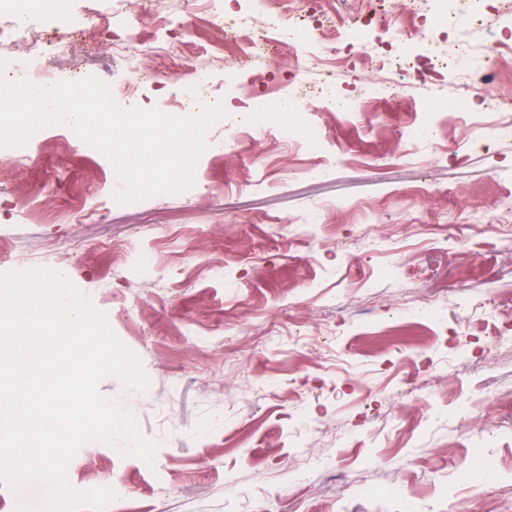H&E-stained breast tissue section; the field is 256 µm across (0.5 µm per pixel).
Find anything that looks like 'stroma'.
Listing matches in <instances>:
<instances>
[{"label":"stroma","instance_id":"obj_1","mask_svg":"<svg viewBox=\"0 0 512 512\" xmlns=\"http://www.w3.org/2000/svg\"><path fill=\"white\" fill-rule=\"evenodd\" d=\"M27 4L32 29L58 40L91 6ZM250 7L162 0L143 12L135 33L152 78L135 87L123 58L92 44L80 63L13 50L56 82L111 79L124 108L226 112L182 194L71 218L114 169L70 149L62 125L41 130L43 161L21 173L55 219L20 218L0 182V273L66 270L149 377L143 391L112 377L99 390L156 442L154 466L92 442L71 485L112 488L106 512H512V344L487 351L512 331V129L487 148L453 121L442 140L407 142L423 102L479 108L455 69L428 62L452 44L413 35L404 78L355 71L350 57L299 73L287 29L264 59L225 46L213 15ZM361 8L309 0L301 22L336 47ZM399 79L403 94L367 98L371 82ZM244 97L258 112L297 102L319 147L271 124L243 131ZM368 224L384 250L370 249ZM475 397L482 422L459 423Z\"/></svg>","mask_w":512,"mask_h":512}]
</instances>
